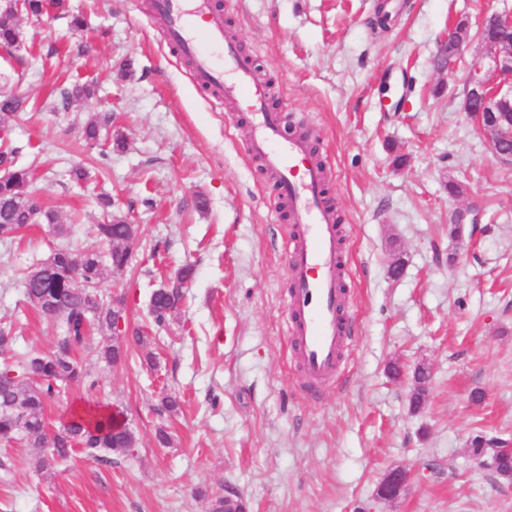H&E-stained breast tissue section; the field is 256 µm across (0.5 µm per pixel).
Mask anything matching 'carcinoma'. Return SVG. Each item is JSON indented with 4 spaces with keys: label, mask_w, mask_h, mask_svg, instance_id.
Returning <instances> with one entry per match:
<instances>
[{
    "label": "carcinoma",
    "mask_w": 512,
    "mask_h": 512,
    "mask_svg": "<svg viewBox=\"0 0 512 512\" xmlns=\"http://www.w3.org/2000/svg\"><path fill=\"white\" fill-rule=\"evenodd\" d=\"M44 0H0V45L17 43L16 19L25 12L39 18L46 13ZM91 94L85 84H75L60 93L62 105ZM23 101L0 96V126L6 128L18 119ZM112 122L103 115L83 127L86 143L100 140L102 131ZM19 147L0 145V240L13 241L33 224H49L63 232L55 211L43 206L30 189L31 169L18 165ZM99 205L104 220L97 225L100 238L109 244L106 252L92 249L59 248L44 262L23 274L26 303L44 315L57 319L52 346L47 351L15 352L18 328L13 323L0 325V444H17L28 449L36 471L48 474L59 460L81 450L99 461H111L114 453L125 454L136 447V436L119 415L109 410L81 408L72 410L56 430L47 428L44 411L69 384L82 382L93 388L96 381L77 358L78 353L109 366L119 355L112 347L113 317L126 315L125 302L104 301L98 286L113 271L124 269L130 260L138 225L128 224L110 211L112 200L103 195ZM193 268L183 266L169 284L155 289L150 297V313L160 326L174 312L188 286ZM240 503L224 499V490L211 492L209 512H238Z\"/></svg>",
    "instance_id": "carcinoma-1"
}]
</instances>
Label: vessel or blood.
<instances>
[{"instance_id": "vessel-or-blood-1", "label": "vessel or blood", "mask_w": 512, "mask_h": 512, "mask_svg": "<svg viewBox=\"0 0 512 512\" xmlns=\"http://www.w3.org/2000/svg\"><path fill=\"white\" fill-rule=\"evenodd\" d=\"M166 17V36L192 59L198 84L246 113L252 152L275 177L288 208L291 234L284 255L288 276L287 340L296 365L312 385L332 380L349 338L345 315L347 256L343 227L325 195L326 168L311 158L308 136H289L279 112L254 75V62L224 36L216 0H152Z\"/></svg>"}]
</instances>
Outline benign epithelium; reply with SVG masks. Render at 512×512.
Listing matches in <instances>:
<instances>
[{
    "label": "benign epithelium",
    "mask_w": 512,
    "mask_h": 512,
    "mask_svg": "<svg viewBox=\"0 0 512 512\" xmlns=\"http://www.w3.org/2000/svg\"><path fill=\"white\" fill-rule=\"evenodd\" d=\"M477 39L487 50V56L471 61L466 79L464 112L490 136L493 152L503 160L512 158V14L488 11L477 22ZM470 35L453 27L443 45L451 52L441 57V66L450 69L463 55ZM484 456L492 469L498 460L512 456V446L492 439ZM412 480L402 468L390 469L380 482L377 495L387 501L400 497Z\"/></svg>",
    "instance_id": "benign-epithelium-1"
}]
</instances>
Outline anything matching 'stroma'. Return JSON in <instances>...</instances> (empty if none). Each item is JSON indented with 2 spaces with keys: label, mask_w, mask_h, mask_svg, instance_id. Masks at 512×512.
Instances as JSON below:
<instances>
[{
  "label": "stroma",
  "mask_w": 512,
  "mask_h": 512,
  "mask_svg": "<svg viewBox=\"0 0 512 512\" xmlns=\"http://www.w3.org/2000/svg\"><path fill=\"white\" fill-rule=\"evenodd\" d=\"M220 2L273 80L270 104L317 136L328 169L352 290L339 375L320 398L304 395L286 350L288 212L248 122L196 83L150 0H61L41 22L18 17L16 47H0V96L29 106L7 139L69 231L39 224L0 242V319H21L22 347H51L20 274L56 247L106 250L95 229L106 193L141 235L101 290L124 296L150 342L118 367L87 361L96 388L70 385L46 409L56 426L74 408L112 407L135 448L108 464L79 453L44 477L26 449L0 446L12 468L0 474V512H208L203 491L225 486L249 512H512V477L471 452L478 435L512 443V164L462 109L467 59L482 45L471 41L452 70L436 66L453 23L512 11V0ZM75 15L84 30L70 29ZM76 82L95 96L61 106L60 87ZM99 112L125 141L106 156L82 134ZM76 165L90 182L70 179ZM460 208L470 214L451 227ZM186 264L185 299L150 326L152 290ZM420 366L430 380L415 411ZM171 393L174 417L161 411ZM396 466L410 485L378 500Z\"/></svg>",
  "instance_id": "1"
}]
</instances>
